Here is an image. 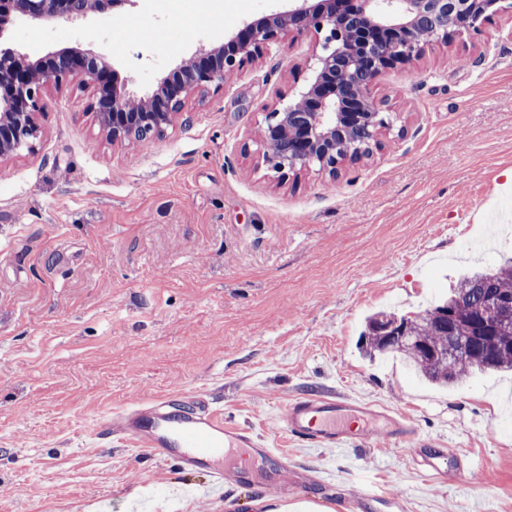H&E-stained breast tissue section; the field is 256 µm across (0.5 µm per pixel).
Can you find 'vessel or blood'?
I'll return each instance as SVG.
<instances>
[{"mask_svg": "<svg viewBox=\"0 0 512 512\" xmlns=\"http://www.w3.org/2000/svg\"><path fill=\"white\" fill-rule=\"evenodd\" d=\"M281 430L303 448H347L365 445L370 435L387 436L395 445L410 448L420 469L461 479L471 460L446 468V451L420 443L403 414L369 404L344 402L318 392L289 400ZM96 437L104 443L128 441L188 469L205 471L211 484L244 485L265 492L289 488L307 476L291 468L288 456L276 448L262 447L252 431L225 423L203 398L192 403L155 397L132 403L100 420Z\"/></svg>", "mask_w": 512, "mask_h": 512, "instance_id": "vessel-or-blood-1", "label": "vessel or blood"}]
</instances>
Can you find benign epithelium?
I'll use <instances>...</instances> for the list:
<instances>
[{"label": "benign epithelium", "instance_id": "7a95c632", "mask_svg": "<svg viewBox=\"0 0 512 512\" xmlns=\"http://www.w3.org/2000/svg\"><path fill=\"white\" fill-rule=\"evenodd\" d=\"M137 0H0V28L12 13L41 27L62 19H84ZM238 27L225 42L203 49L164 77L157 92L134 97L125 87H106L112 65L101 55L66 48L32 61L0 48V158L34 149L35 114L44 83L59 84L85 76L108 97L99 111L103 129L114 142L134 140L143 127L161 133L176 122L185 125V99L194 91L223 89L229 76L263 57L270 46L290 35L323 34L312 74L295 99L268 110L259 146L265 161L285 176L317 171L334 180L340 171L370 159L380 136L394 127L386 101L371 95L382 74L421 60L435 46L447 47L465 33L481 34L502 11L504 0H287ZM512 321V294H495L484 306L485 335ZM410 319L381 326L391 342L406 339ZM470 341L448 331V356L466 358Z\"/></svg>", "mask_w": 512, "mask_h": 512}]
</instances>
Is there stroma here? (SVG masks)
I'll list each match as a JSON object with an SVG mask.
<instances>
[{
  "instance_id": "obj_1",
  "label": "stroma",
  "mask_w": 512,
  "mask_h": 512,
  "mask_svg": "<svg viewBox=\"0 0 512 512\" xmlns=\"http://www.w3.org/2000/svg\"><path fill=\"white\" fill-rule=\"evenodd\" d=\"M509 9L416 65L386 72L375 98L396 129L337 180L279 177L256 132L310 75L319 34L287 36L224 87L191 98V124L114 144L82 79L45 85L34 151L0 161V512H273L276 491L218 493L206 474L125 441L98 419L158 396L206 395L226 423L287 448L346 497L372 486L408 512H512V374L448 388L369 358L374 312L416 314L471 262L512 205ZM272 0H137L43 28L14 17L0 46L39 58L107 56L137 96ZM318 391L409 416L421 439L470 456L465 481L425 476L411 452L299 448L284 405Z\"/></svg>"
}]
</instances>
